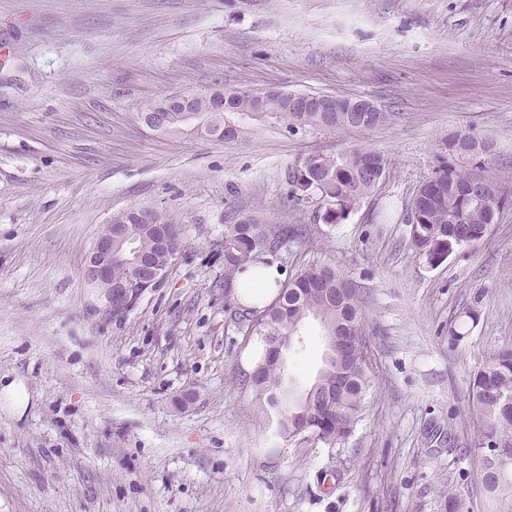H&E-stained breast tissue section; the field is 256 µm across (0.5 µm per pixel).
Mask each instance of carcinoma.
<instances>
[{
  "label": "carcinoma",
  "mask_w": 512,
  "mask_h": 512,
  "mask_svg": "<svg viewBox=\"0 0 512 512\" xmlns=\"http://www.w3.org/2000/svg\"><path fill=\"white\" fill-rule=\"evenodd\" d=\"M266 109L291 131L305 127L369 129L388 119L385 112H299L278 95L268 98ZM445 143L469 156L488 150L470 131L454 133ZM387 166L384 155L368 148L336 157L318 154L309 165L289 168V197L301 204L317 194L323 209L320 218L338 224L378 183ZM507 199L495 179L468 171H445L421 185L408 218L412 243L429 264L439 265L455 249L488 236L500 203ZM122 223L131 225V240L113 241L114 291L131 280L136 258L166 263L163 233L174 236L172 221L159 208L151 224L144 223L135 210L126 212ZM298 235V229L269 224L258 212L224 225V283L232 284L245 263L275 253ZM247 315L253 325L251 335L260 338L263 353L244 385L256 392L261 412L276 417L284 436L312 433L328 447H336L351 432L372 389L358 286L335 264L318 262L288 280L275 301ZM310 317L323 328L325 361L313 384L294 395L287 390L286 361L275 346L293 340ZM472 405L480 420L478 449L485 452L483 488L495 497L512 500L511 349L494 353L475 375Z\"/></svg>",
  "instance_id": "carcinoma-1"
}]
</instances>
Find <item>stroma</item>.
<instances>
[{"instance_id": "35a3bbf8", "label": "stroma", "mask_w": 512, "mask_h": 512, "mask_svg": "<svg viewBox=\"0 0 512 512\" xmlns=\"http://www.w3.org/2000/svg\"><path fill=\"white\" fill-rule=\"evenodd\" d=\"M216 85L367 99L371 129L240 118L230 140L161 135L144 105ZM470 130L489 149L445 145ZM383 154L338 224L295 204L303 155ZM508 178L512 0H0V512H505L482 489L472 382L512 347V203L439 265L407 222L445 167ZM165 209L181 245L126 313L94 312L85 258L113 216ZM261 211L301 233L286 277L331 262L363 290L373 390L336 447L286 437L243 377L262 353L224 285V226ZM477 318L453 331L466 310ZM308 321L286 355L308 387Z\"/></svg>"}]
</instances>
